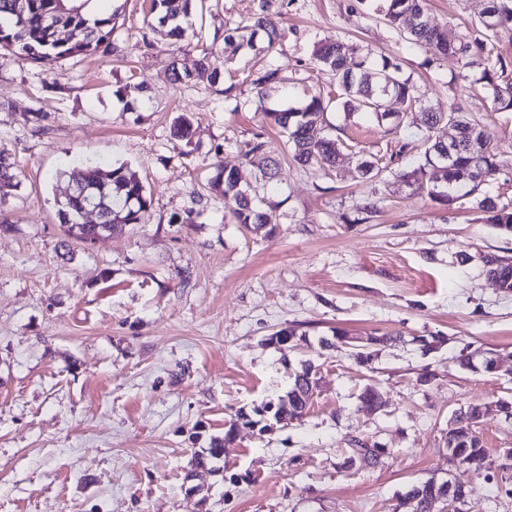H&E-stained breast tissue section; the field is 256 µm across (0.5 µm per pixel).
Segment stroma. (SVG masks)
Wrapping results in <instances>:
<instances>
[{"mask_svg":"<svg viewBox=\"0 0 512 512\" xmlns=\"http://www.w3.org/2000/svg\"><path fill=\"white\" fill-rule=\"evenodd\" d=\"M383 0H204L194 19L223 49L222 87H185L190 46L172 52L151 25L149 0H100L117 13L115 47L65 58L53 70L0 54V151L18 187L0 197V512H393L412 486H465L462 512H512V292L495 288L482 259H512V233L462 201L445 207L390 172L361 177L360 158L391 169L421 161V115L401 126L328 108L335 168L293 162L264 110L341 89L319 70L317 43H353L398 63L435 112L456 106L478 123L500 171L485 190L512 206V112L495 111L479 70L410 49L378 14ZM485 0H426L431 23L475 32ZM265 14L277 53L224 45L226 28ZM277 66L266 96L250 74ZM141 83L129 106L117 91ZM191 142L175 140L179 115ZM260 143L279 166L265 191L270 230L235 222L208 181L215 163L242 183ZM125 164L151 196L146 220L94 243L69 236L56 200L65 170ZM372 212H364V205ZM285 327L290 351L270 344ZM379 336L369 363L334 330ZM434 341L425 349V341ZM496 371L461 368L470 352ZM319 387L302 420L239 427L224 472L194 470L195 451L223 437L237 411L278 402L302 364ZM377 406L363 404L365 388ZM485 407L481 469L448 461L458 409ZM383 448L377 464L343 466L351 440Z\"/></svg>","mask_w":512,"mask_h":512,"instance_id":"1","label":"stroma"}]
</instances>
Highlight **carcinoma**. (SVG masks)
I'll return each mask as SVG.
<instances>
[{
  "instance_id": "cac0c4a2",
  "label": "carcinoma",
  "mask_w": 512,
  "mask_h": 512,
  "mask_svg": "<svg viewBox=\"0 0 512 512\" xmlns=\"http://www.w3.org/2000/svg\"><path fill=\"white\" fill-rule=\"evenodd\" d=\"M88 0H0V50H8L19 57L39 63L47 69L60 59L94 53L112 42L116 29V15L97 16L89 19L84 13ZM486 8L496 14L498 25L482 27L486 37H496L502 32L512 33V0H487ZM195 0H151L150 14L159 26L167 28L171 45L179 48L196 37L189 22ZM386 23L411 48H420L435 57L457 56L464 67L481 70V79L491 86L493 101L498 111H512V82L495 83L497 74L505 71L506 64L500 56L492 55L487 42L468 35H450L445 26L432 25L427 20L423 0H386L383 10ZM279 35L268 26L264 15L255 18L248 34L240 28L227 30L224 43L237 44L253 51H270L276 48ZM318 64L336 78L342 93L341 105L355 111L369 112L382 118L393 119L401 125L397 114L387 111L386 99L403 102L411 109L420 108L423 98L417 86L403 76L398 65L388 59L375 64L370 57L351 44L336 41L316 46ZM219 56L211 48L201 50L196 72L180 75L175 80L190 84L197 77H205L212 84L222 78L218 65ZM281 81L279 69H267L253 74L251 84L264 93L267 88ZM326 106L319 96L296 112H268L266 116L283 129L293 150L294 160L301 165L316 163L333 167L340 148L337 140L329 137L323 126ZM452 124L455 142L448 146L432 140L429 133L441 123ZM426 149L424 160L411 170H401L394 176L418 194H426L440 205H452L468 199L486 213V222L501 230L512 232V210L500 207L489 196L481 195V187L494 179L499 172L494 148L478 130V124L464 119L455 107L446 112H423ZM249 164L262 173L275 176L277 163L265 157L262 144H255L245 154ZM68 182L85 191L65 199L58 210L61 223L68 227L76 239L95 233L96 225L79 223V212L88 198L105 201L107 223L112 227L140 224L151 199L145 186L127 166L120 164L102 172L93 166L78 167L60 173ZM16 174L14 164L0 154V188H13ZM209 188L221 193L231 205L232 214L239 224L261 227L271 223V214L263 207L260 186H243L232 169L215 167V175L208 182ZM486 273L492 284L504 292H512V261L495 256L484 258ZM317 385L316 372L307 364L295 375L286 399L274 413L284 412L288 419H300L310 407L313 390ZM254 421L240 411L224 439H212L210 447L195 454L197 466L205 468L211 460L220 457L224 441L231 438L238 422ZM481 422L479 408L474 406L456 416L448 425V460L479 469L485 454L476 428ZM343 466L352 468L358 463L371 464L382 453L380 448H369L363 443L347 449Z\"/></svg>"
}]
</instances>
